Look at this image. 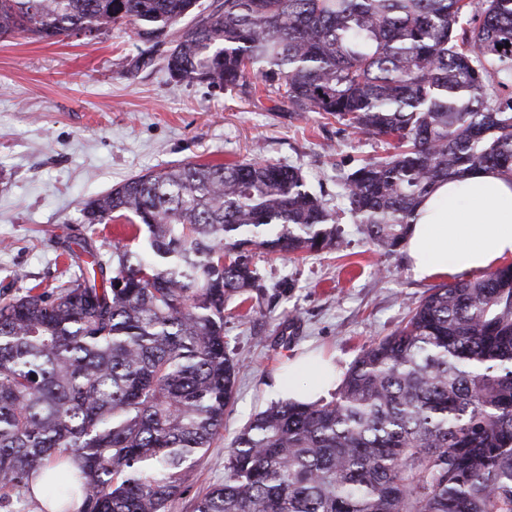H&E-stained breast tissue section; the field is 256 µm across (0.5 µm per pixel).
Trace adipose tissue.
Segmentation results:
<instances>
[{
    "instance_id": "adipose-tissue-1",
    "label": "adipose tissue",
    "mask_w": 512,
    "mask_h": 512,
    "mask_svg": "<svg viewBox=\"0 0 512 512\" xmlns=\"http://www.w3.org/2000/svg\"><path fill=\"white\" fill-rule=\"evenodd\" d=\"M404 250L414 277L425 281L512 260V175L481 170L438 184L417 208ZM301 370V364H292L287 379L277 383L297 401L322 394L336 378L333 366L325 363L303 388L296 382Z\"/></svg>"
}]
</instances>
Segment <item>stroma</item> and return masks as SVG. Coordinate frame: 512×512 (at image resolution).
I'll use <instances>...</instances> for the list:
<instances>
[{"instance_id":"obj_1","label":"stroma","mask_w":512,"mask_h":512,"mask_svg":"<svg viewBox=\"0 0 512 512\" xmlns=\"http://www.w3.org/2000/svg\"><path fill=\"white\" fill-rule=\"evenodd\" d=\"M141 48L121 25L88 39L0 40V297L65 280L67 248L102 255L125 235L116 220L83 221L85 202L126 179L179 163H227L255 155L301 168L339 211L344 247L290 262L256 253L264 293L247 318L229 303L228 346L244 363L224 437L195 467L172 512L224 481L236 432L280 400L275 379L297 359L332 360L345 373L360 350L391 334L427 294L404 253L378 251L347 213L336 179L385 155L383 139L352 134L315 112H277L272 101L173 80L161 63L132 70Z\"/></svg>"}]
</instances>
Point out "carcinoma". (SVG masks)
I'll return each mask as SVG.
<instances>
[{"mask_svg":"<svg viewBox=\"0 0 512 512\" xmlns=\"http://www.w3.org/2000/svg\"><path fill=\"white\" fill-rule=\"evenodd\" d=\"M117 25L145 46L136 69L261 84L290 112L390 140L342 179L385 254L438 183L512 174V0H0L1 40ZM83 215L124 217L148 247L120 239L105 261L86 242L52 290L0 299V500L48 469L55 512H168L234 399L224 303L263 291L253 252L335 250L338 215L266 159L138 174ZM194 512H512V264L432 289L331 399L258 412Z\"/></svg>","mask_w":512,"mask_h":512,"instance_id":"obj_1","label":"carcinoma"}]
</instances>
